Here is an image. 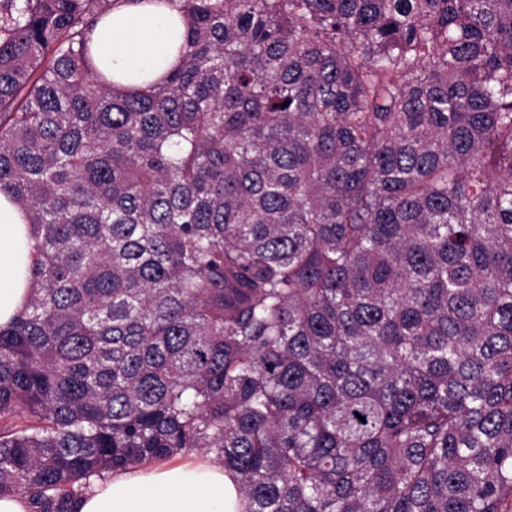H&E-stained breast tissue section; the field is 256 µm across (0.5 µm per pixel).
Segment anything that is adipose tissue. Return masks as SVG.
Listing matches in <instances>:
<instances>
[{"label":"adipose tissue","instance_id":"obj_1","mask_svg":"<svg viewBox=\"0 0 512 512\" xmlns=\"http://www.w3.org/2000/svg\"><path fill=\"white\" fill-rule=\"evenodd\" d=\"M186 25L179 0H117L89 35L96 68L121 93L162 81L180 59ZM38 240L26 212L0 193V327L24 308ZM223 465L203 463L128 471L94 481L76 512H243Z\"/></svg>","mask_w":512,"mask_h":512}]
</instances>
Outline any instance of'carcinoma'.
Returning <instances> with one entry per match:
<instances>
[{
    "label": "carcinoma",
    "mask_w": 512,
    "mask_h": 512,
    "mask_svg": "<svg viewBox=\"0 0 512 512\" xmlns=\"http://www.w3.org/2000/svg\"><path fill=\"white\" fill-rule=\"evenodd\" d=\"M180 2L115 94L111 0H0V496L203 448L246 512H512V0ZM178 0H119L89 35L91 56L112 89L162 81L180 59L186 25ZM37 246L25 210L0 193V327L10 324L26 304Z\"/></svg>",
    "instance_id": "1"
}]
</instances>
